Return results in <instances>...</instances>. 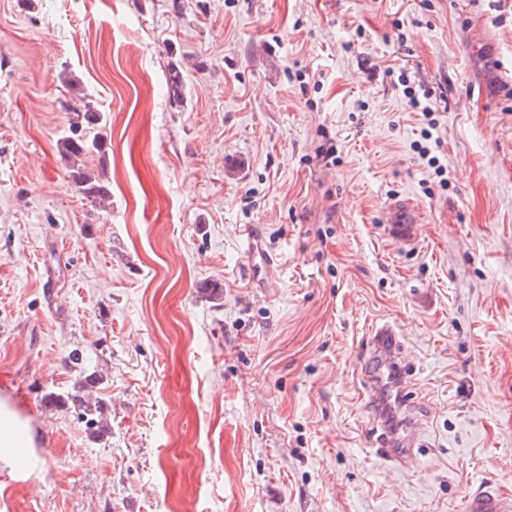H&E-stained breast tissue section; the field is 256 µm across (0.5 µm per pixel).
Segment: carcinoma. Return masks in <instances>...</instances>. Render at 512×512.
<instances>
[{
    "instance_id": "1",
    "label": "carcinoma",
    "mask_w": 512,
    "mask_h": 512,
    "mask_svg": "<svg viewBox=\"0 0 512 512\" xmlns=\"http://www.w3.org/2000/svg\"><path fill=\"white\" fill-rule=\"evenodd\" d=\"M65 84L76 97L69 104V109L74 112L75 122L69 133L58 141L60 152L68 163L69 176L78 191L94 205L103 207L110 199L108 186L84 168L82 158L93 152H101V129L105 128L106 119L84 102L85 95L77 79L69 78L65 80Z\"/></svg>"
}]
</instances>
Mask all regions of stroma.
<instances>
[{
	"label": "stroma",
	"mask_w": 512,
	"mask_h": 512,
	"mask_svg": "<svg viewBox=\"0 0 512 512\" xmlns=\"http://www.w3.org/2000/svg\"><path fill=\"white\" fill-rule=\"evenodd\" d=\"M64 71L107 116L83 160L104 209L58 150ZM384 325L414 470L366 439ZM3 413L38 463L16 478L0 447V512L512 498V0H0ZM421 222L422 214L412 203L397 201L390 205L386 224L393 238L404 242L416 240ZM378 352H385L386 357L379 365L377 372L371 376L370 384L381 380L382 371L386 369L388 376L396 390V400L400 408L404 410L405 422L401 431L395 433L381 429L378 426L373 434L372 444L380 456L396 468L413 466L417 461L415 449L417 447L420 426L414 414V404L407 391L406 378L408 377L407 365L401 360L400 352L396 349V336L388 328L380 329L372 341ZM395 365V370L390 371V366ZM396 371V372H395ZM368 385L370 390L372 389Z\"/></svg>",
	"instance_id": "obj_1"
}]
</instances>
